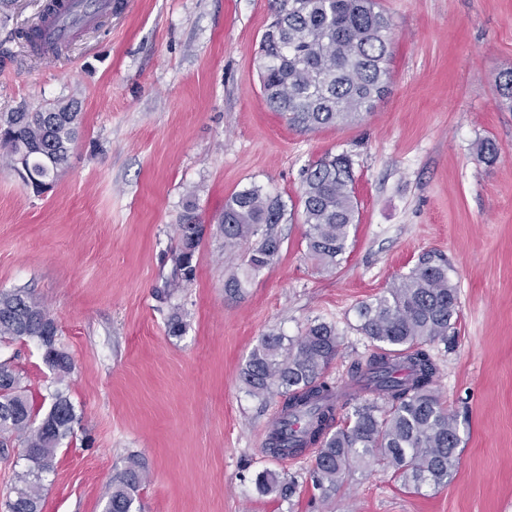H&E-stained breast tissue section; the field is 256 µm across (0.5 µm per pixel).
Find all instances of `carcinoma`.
Masks as SVG:
<instances>
[{
  "label": "carcinoma",
  "mask_w": 512,
  "mask_h": 512,
  "mask_svg": "<svg viewBox=\"0 0 512 512\" xmlns=\"http://www.w3.org/2000/svg\"><path fill=\"white\" fill-rule=\"evenodd\" d=\"M271 26L280 29L274 43L261 41L258 69L270 108L302 130L345 126L371 113L388 92L392 21L377 0H276ZM43 60L61 49L39 41V28L24 33ZM79 125L71 102L49 103L35 112L0 115V149L7 165L24 163L21 180L36 196L44 194L69 164ZM303 223L310 256L333 269L345 254L358 205L353 172L345 155L324 158L304 172ZM285 204L260 187L232 194L224 202L219 229L224 246L234 248L258 236L248 252L247 271H259L278 257L282 240L275 226ZM180 249L172 288L193 280L192 264L203 225L186 213L178 225ZM459 313V293L448 265L424 259L384 294L358 310L360 330L374 349L354 366L351 381L377 396L337 418L336 387L325 377L340 341L326 323L309 326L288 341L270 333L260 339L242 370L250 394L280 398L281 415L302 416L298 437L272 435L267 442L284 455L318 448L310 478L323 495L341 486L361 467L381 466L404 485L439 488L455 470L460 436L457 415L444 408L434 391L438 365L427 346L452 345L449 331ZM59 329L46 310L21 290L0 292V339L26 338L43 348L45 364L62 377L72 368L59 342ZM39 414L22 393L19 378L0 362V437L24 444L27 469L17 475L9 512H42V475L54 468L57 449L72 435L77 416L69 397L49 395ZM148 479L136 455L112 478L102 512H141L138 493ZM263 494L282 498L296 491L295 480L265 470L255 480Z\"/></svg>",
  "instance_id": "carcinoma-1"
}]
</instances>
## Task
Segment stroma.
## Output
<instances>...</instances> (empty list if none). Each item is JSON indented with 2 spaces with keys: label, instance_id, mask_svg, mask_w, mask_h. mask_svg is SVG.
<instances>
[{
  "label": "stroma",
  "instance_id": "stroma-1",
  "mask_svg": "<svg viewBox=\"0 0 512 512\" xmlns=\"http://www.w3.org/2000/svg\"><path fill=\"white\" fill-rule=\"evenodd\" d=\"M46 0L0 11V114L76 99L68 167L36 196L0 165V291L21 288L56 321L73 359L58 378L38 343L0 341L35 409L62 388L81 417L42 477L43 512H102L128 455L146 463L143 512H512V111L496 89L512 70V0H379L393 23L387 95L361 121L305 131L268 105L257 57L274 0H129L44 63L18 44ZM496 161L479 159L484 140ZM353 163L357 222L336 268L307 250L302 175L327 155ZM280 196L282 239L247 274L250 243L228 249L224 202L250 186ZM205 231L195 277L167 283L176 226ZM448 262L459 292L452 348L434 343V386L457 414L460 463L447 486L401 488L370 467L322 497L313 457L268 455L278 398L241 370L262 336L335 326L327 376L350 382L370 346L357 309L421 257ZM247 275L241 294L224 290ZM182 335L167 333L172 312ZM294 476L293 497L254 479Z\"/></svg>",
  "mask_w": 512,
  "mask_h": 512
}]
</instances>
